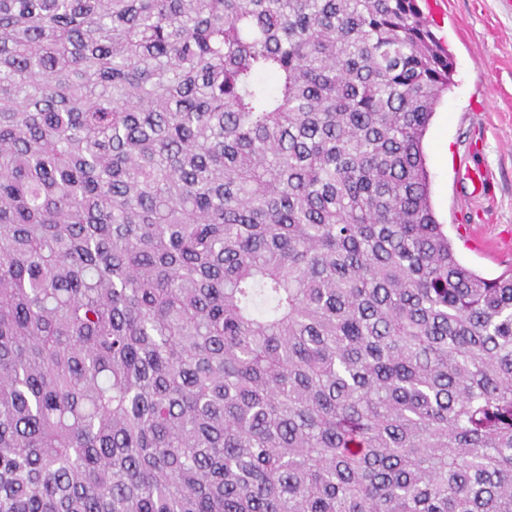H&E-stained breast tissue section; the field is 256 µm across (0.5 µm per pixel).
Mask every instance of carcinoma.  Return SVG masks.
I'll use <instances>...</instances> for the list:
<instances>
[{
	"mask_svg": "<svg viewBox=\"0 0 512 512\" xmlns=\"http://www.w3.org/2000/svg\"><path fill=\"white\" fill-rule=\"evenodd\" d=\"M453 72L418 0H0V512H512Z\"/></svg>",
	"mask_w": 512,
	"mask_h": 512,
	"instance_id": "obj_1",
	"label": "carcinoma"
}]
</instances>
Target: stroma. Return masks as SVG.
<instances>
[{
  "label": "stroma",
  "instance_id": "obj_1",
  "mask_svg": "<svg viewBox=\"0 0 512 512\" xmlns=\"http://www.w3.org/2000/svg\"><path fill=\"white\" fill-rule=\"evenodd\" d=\"M433 30L455 61L454 83L425 138L431 199L462 263L494 278L512 270L488 245L512 247V8L504 0H438ZM491 181L474 192L462 161Z\"/></svg>",
  "mask_w": 512,
  "mask_h": 512
}]
</instances>
